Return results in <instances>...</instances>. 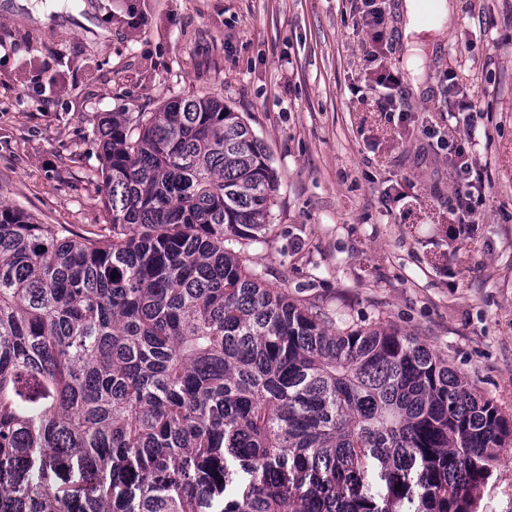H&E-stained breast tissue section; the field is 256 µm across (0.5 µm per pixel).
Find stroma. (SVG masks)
Listing matches in <instances>:
<instances>
[{"instance_id":"stroma-1","label":"stroma","mask_w":512,"mask_h":512,"mask_svg":"<svg viewBox=\"0 0 512 512\" xmlns=\"http://www.w3.org/2000/svg\"><path fill=\"white\" fill-rule=\"evenodd\" d=\"M12 2L0 0V201L77 231L105 223L102 118L218 98L278 181L251 267L335 328L418 337L512 416V0H448L428 94L403 89L387 114L375 77L404 72L399 0H383L378 41L353 0H33L44 25ZM451 80L489 133L473 224L455 210ZM476 512H512V447Z\"/></svg>"}]
</instances>
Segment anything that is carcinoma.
<instances>
[{
  "instance_id": "carcinoma-1",
  "label": "carcinoma",
  "mask_w": 512,
  "mask_h": 512,
  "mask_svg": "<svg viewBox=\"0 0 512 512\" xmlns=\"http://www.w3.org/2000/svg\"><path fill=\"white\" fill-rule=\"evenodd\" d=\"M98 133L110 223L0 202V512H474L512 420L246 265L278 184L238 113Z\"/></svg>"
}]
</instances>
